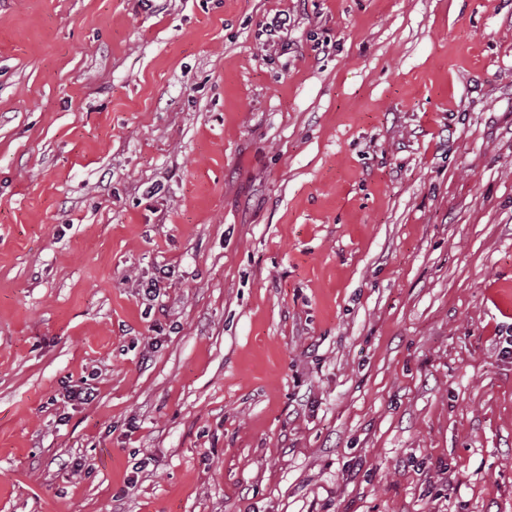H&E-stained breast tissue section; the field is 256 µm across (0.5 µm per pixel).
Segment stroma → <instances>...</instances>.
Returning <instances> with one entry per match:
<instances>
[{
	"instance_id": "obj_1",
	"label": "stroma",
	"mask_w": 512,
	"mask_h": 512,
	"mask_svg": "<svg viewBox=\"0 0 512 512\" xmlns=\"http://www.w3.org/2000/svg\"><path fill=\"white\" fill-rule=\"evenodd\" d=\"M509 338L512 0H0V512H512Z\"/></svg>"
}]
</instances>
